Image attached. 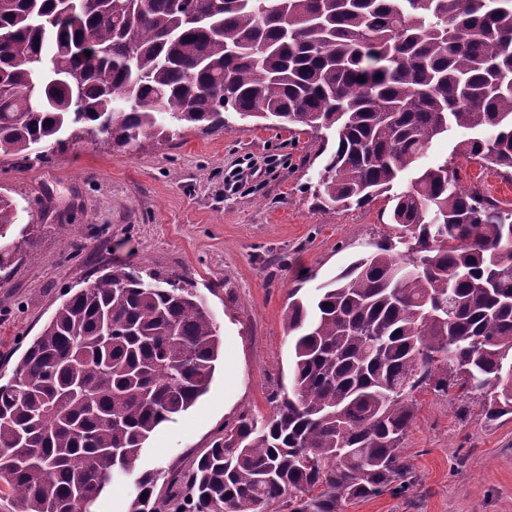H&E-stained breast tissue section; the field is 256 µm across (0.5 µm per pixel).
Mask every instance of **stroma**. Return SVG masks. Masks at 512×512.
<instances>
[{
    "mask_svg": "<svg viewBox=\"0 0 512 512\" xmlns=\"http://www.w3.org/2000/svg\"><path fill=\"white\" fill-rule=\"evenodd\" d=\"M223 132L177 130L131 149L90 142L46 149L26 171L0 152V193L19 205L7 234L21 260L0 282V379L9 380L67 291L115 265L137 264L188 279L233 353L236 372L216 368L208 393L146 442L134 474L115 479L94 512H127L137 474L192 468L225 424L271 414L267 397L289 386L292 362L283 312L290 293L312 298L355 260L395 236L386 199L348 210L318 208L309 186L320 139L226 115ZM454 130L434 140L422 166L447 158L465 186L512 209V175L467 161ZM259 177L225 191L237 168ZM81 240L75 256L65 242ZM419 410L402 446L416 481L403 495L349 501L345 512H512V413L491 417L480 396L416 394Z\"/></svg>",
    "mask_w": 512,
    "mask_h": 512,
    "instance_id": "35a3bbf8",
    "label": "stroma"
}]
</instances>
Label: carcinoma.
I'll return each instance as SVG.
<instances>
[{
  "mask_svg": "<svg viewBox=\"0 0 512 512\" xmlns=\"http://www.w3.org/2000/svg\"><path fill=\"white\" fill-rule=\"evenodd\" d=\"M229 111L335 131L312 190L326 207L413 171L391 197L403 250L381 245L288 302L291 386L270 394L273 415L224 425L163 497L141 474L128 512H343L403 493L414 391L512 413V211L461 186L453 161L417 167L456 128L468 158L512 169V0H0V151L18 171L66 133L110 150L172 126L219 132ZM16 218L0 194V240ZM20 253L0 244L1 279ZM220 350L180 279L117 266L69 295L0 384V498L85 512L207 391Z\"/></svg>",
  "mask_w": 512,
  "mask_h": 512,
  "instance_id": "1",
  "label": "carcinoma"
}]
</instances>
